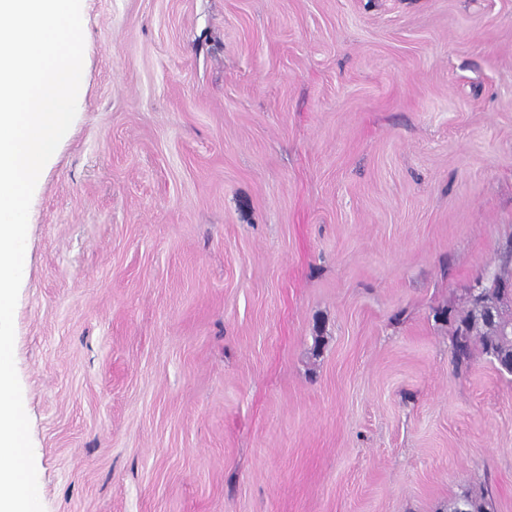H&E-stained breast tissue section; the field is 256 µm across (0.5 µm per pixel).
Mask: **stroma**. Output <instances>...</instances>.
Here are the masks:
<instances>
[{"label": "stroma", "instance_id": "stroma-1", "mask_svg": "<svg viewBox=\"0 0 512 512\" xmlns=\"http://www.w3.org/2000/svg\"><path fill=\"white\" fill-rule=\"evenodd\" d=\"M14 358L44 512H512V0H81ZM504 282L503 279L495 277L485 287L491 289L492 298L499 307V319L494 325L484 327L482 331L475 329L466 330L464 325L469 322L471 309L455 317L452 330V344L459 362L462 363L470 358L474 345L479 346L481 354L492 365H495L489 357L492 349L499 347L508 350L509 345L512 349V294L510 296L503 292V288H506L509 292L511 285L505 284L500 288ZM509 325H511V335L510 329L506 330L505 328ZM492 505L485 496L463 493L448 505V512H488Z\"/></svg>", "mask_w": 512, "mask_h": 512}]
</instances>
